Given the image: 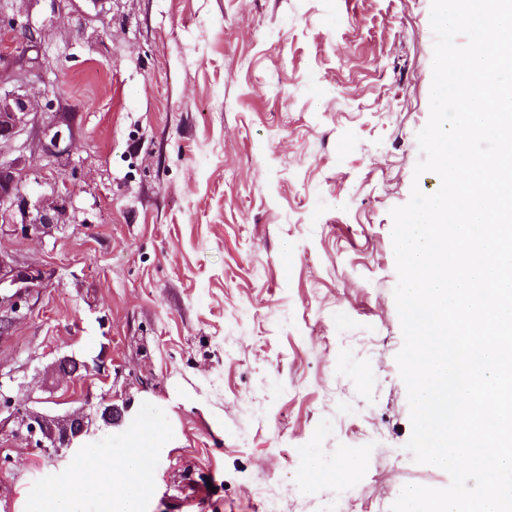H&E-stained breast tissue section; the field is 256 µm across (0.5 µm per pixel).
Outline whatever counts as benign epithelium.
<instances>
[{
  "label": "benign epithelium",
  "mask_w": 512,
  "mask_h": 512,
  "mask_svg": "<svg viewBox=\"0 0 512 512\" xmlns=\"http://www.w3.org/2000/svg\"><path fill=\"white\" fill-rule=\"evenodd\" d=\"M38 30L28 21L12 18L9 32L3 39L5 51L0 56L11 59V65L0 70V87L13 85V89L0 92V217L4 218L17 208L24 212L29 206L22 191L23 173L27 158L5 156L19 150L16 141L31 123L33 106L26 88L35 69L28 65V52L36 47ZM73 129L69 117L63 112H47L35 133V149L46 159H58L69 152ZM67 195L55 191L34 204L36 217L4 228L20 236L47 233L54 225L63 223L67 215ZM45 273L0 253V331L8 332L25 318L22 303L45 287ZM12 433L24 437L33 448L57 454L70 449L78 440L94 434L92 420L83 412L49 415L34 409L14 414Z\"/></svg>",
  "instance_id": "7a95c632"
}]
</instances>
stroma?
I'll use <instances>...</instances> for the list:
<instances>
[{"label": "stroma", "mask_w": 512, "mask_h": 512, "mask_svg": "<svg viewBox=\"0 0 512 512\" xmlns=\"http://www.w3.org/2000/svg\"><path fill=\"white\" fill-rule=\"evenodd\" d=\"M431 0H12L41 40L38 112H68L24 191L70 189L68 219L0 251L52 270L0 335V420L131 401L169 449L145 512H390L415 462L396 356L392 208L430 114ZM62 355L85 369L51 374ZM336 480L303 487V449ZM80 456L0 432V512H40Z\"/></svg>", "instance_id": "1"}]
</instances>
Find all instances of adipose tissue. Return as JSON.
Instances as JSON below:
<instances>
[{"mask_svg": "<svg viewBox=\"0 0 512 512\" xmlns=\"http://www.w3.org/2000/svg\"><path fill=\"white\" fill-rule=\"evenodd\" d=\"M167 449L162 427H153L149 437L131 435L121 463L99 453L97 448L84 449L75 474L67 482L54 486L43 503V512H75L79 502L100 501L105 512H141L142 500L151 482L146 467L148 454Z\"/></svg>", "mask_w": 512, "mask_h": 512, "instance_id": "adipose-tissue-1", "label": "adipose tissue"}]
</instances>
